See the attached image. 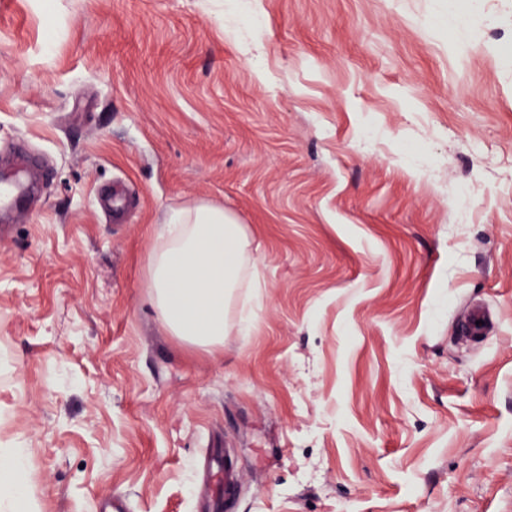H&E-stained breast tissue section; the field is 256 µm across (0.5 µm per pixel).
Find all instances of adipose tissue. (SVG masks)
<instances>
[{
  "label": "adipose tissue",
  "mask_w": 512,
  "mask_h": 512,
  "mask_svg": "<svg viewBox=\"0 0 512 512\" xmlns=\"http://www.w3.org/2000/svg\"><path fill=\"white\" fill-rule=\"evenodd\" d=\"M249 246L244 225L223 206L165 211L147 258V286L170 335L213 350L225 335L246 330V319L229 323L225 309L247 274ZM33 482L26 449L0 448V512H32Z\"/></svg>",
  "instance_id": "adipose-tissue-1"
}]
</instances>
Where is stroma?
Here are the masks:
<instances>
[{
    "label": "stroma",
    "instance_id": "35a3bbf8",
    "mask_svg": "<svg viewBox=\"0 0 512 512\" xmlns=\"http://www.w3.org/2000/svg\"><path fill=\"white\" fill-rule=\"evenodd\" d=\"M0 0V446L39 512H512V0ZM123 182L117 222L97 198ZM224 206L250 319L208 351L145 286L164 210ZM484 306V339L465 337ZM30 187L19 177L8 182H0V214L8 217L20 218L23 211L18 208V201L28 196ZM210 473H224V499L225 501H230L235 495L237 475L228 467L225 468L223 456L219 448L211 449Z\"/></svg>",
    "mask_w": 512,
    "mask_h": 512
}]
</instances>
